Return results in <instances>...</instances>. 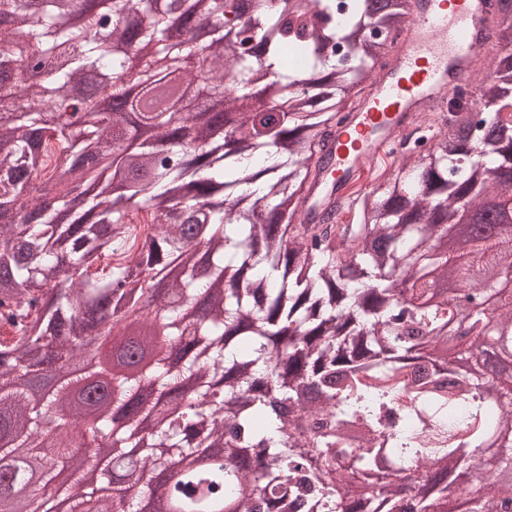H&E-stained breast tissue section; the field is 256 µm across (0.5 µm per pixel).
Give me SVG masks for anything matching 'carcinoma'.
<instances>
[{
  "label": "carcinoma",
  "mask_w": 512,
  "mask_h": 512,
  "mask_svg": "<svg viewBox=\"0 0 512 512\" xmlns=\"http://www.w3.org/2000/svg\"><path fill=\"white\" fill-rule=\"evenodd\" d=\"M366 2L164 0L158 10L110 0L66 26L74 0H0L9 23L0 27V267L18 285L0 300L15 351L0 355V505L21 487L25 512H46L43 487L66 449L40 457L30 480L17 455L43 444L41 418L64 396L65 384L46 394L34 376L79 359L77 314L120 287L148 292L165 279L182 308L156 294L128 314L162 325L182 365L157 351L147 371L109 379L119 434L185 378L197 390L164 417L146 456L112 468L116 479L146 497L153 473L217 448L237 468L191 470L173 495L237 500L251 483L240 512H428L459 467L466 512H512L494 478L512 471V387L480 363L498 327L512 326V308L493 315L398 288L408 272H436L490 295L478 272L512 258L505 238H477L464 263L437 246L462 208L512 196V50L493 57V78L472 93L485 118L478 141L471 127L440 132L429 150L402 156L409 181L363 190L359 223L333 224L312 180L330 168L342 94L385 54L368 30L399 31L409 11V0L373 11ZM490 7L491 24L512 33V0ZM184 17L211 30L204 44L174 37L171 23ZM33 48L63 58L39 83L29 82ZM168 78L198 82L197 112L152 111L126 95L121 117L90 100L72 129L68 103L85 83L116 94L132 80L146 96ZM215 102L234 115L226 131L196 123ZM32 178L53 206L30 196ZM188 224L207 244L203 275L180 261ZM46 292L54 304L35 308ZM200 294L207 319L191 321ZM134 506L115 485L99 512Z\"/></svg>",
  "instance_id": "carcinoma-1"
}]
</instances>
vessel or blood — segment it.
<instances>
[{
	"label": "vessel or blood",
	"instance_id": "obj_1",
	"mask_svg": "<svg viewBox=\"0 0 512 512\" xmlns=\"http://www.w3.org/2000/svg\"><path fill=\"white\" fill-rule=\"evenodd\" d=\"M490 18L487 0H412L406 29L329 142L337 219L348 216V202L373 181L379 164L391 161L396 138L474 72Z\"/></svg>",
	"mask_w": 512,
	"mask_h": 512
}]
</instances>
